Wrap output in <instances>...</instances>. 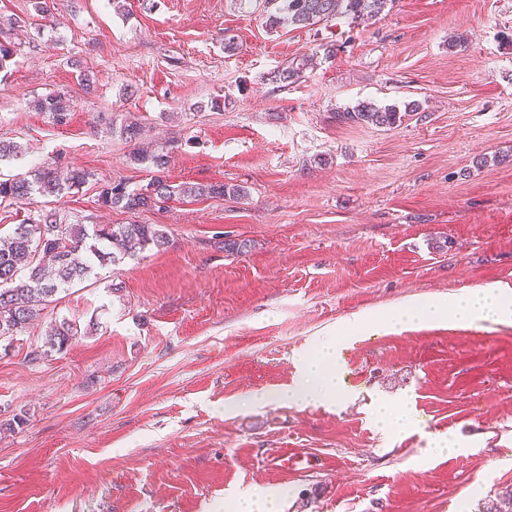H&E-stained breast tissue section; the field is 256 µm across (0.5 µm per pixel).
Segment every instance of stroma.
Wrapping results in <instances>:
<instances>
[{
	"label": "stroma",
	"mask_w": 512,
	"mask_h": 512,
	"mask_svg": "<svg viewBox=\"0 0 512 512\" xmlns=\"http://www.w3.org/2000/svg\"><path fill=\"white\" fill-rule=\"evenodd\" d=\"M31 11L0 0V17L32 18L0 31L14 51L0 140L21 147L0 172L56 161L90 177L0 205V233L46 209L157 224L170 243L101 268L0 348V425L25 417L0 428V512H224L248 490L280 494L283 512H484L512 487V323L353 326L512 287V0H390L307 28L272 23L266 0ZM296 63V81H276ZM56 91L71 103L62 124L38 107ZM361 102L419 109L393 128L338 122ZM128 118L170 148L168 181L245 197L100 207L103 183L152 176L112 130ZM64 317L93 333L34 358ZM343 331L351 398L248 403L293 387L300 356ZM382 400L409 403L414 427L382 433ZM448 433L467 454L429 459Z\"/></svg>",
	"instance_id": "35a3bbf8"
}]
</instances>
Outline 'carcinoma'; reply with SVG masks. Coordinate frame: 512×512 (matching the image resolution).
Returning <instances> with one entry per match:
<instances>
[{
	"mask_svg": "<svg viewBox=\"0 0 512 512\" xmlns=\"http://www.w3.org/2000/svg\"><path fill=\"white\" fill-rule=\"evenodd\" d=\"M388 0H268L275 7L272 22L308 27L345 16L373 18ZM42 110L62 124L71 108L69 98L61 93L41 101ZM345 124L367 123L394 127L401 124L403 113L394 107L359 104L337 113ZM131 160L147 164L160 172L168 163L166 148L134 152ZM83 170L43 165L25 173L0 176V204L11 205L35 193L56 196L78 189L88 180ZM246 191L236 185L172 184L157 175L136 190L123 183L108 182L101 187L98 204L126 212L160 207L172 200L189 197L241 198ZM169 243L167 232L157 224H65L57 213L43 210L26 222L14 225L11 233L0 236V340L20 333L40 317L44 306L55 296L82 283L94 265L114 266L133 259L147 247L163 249ZM80 326L69 319L50 325L43 343V355L60 352L79 335Z\"/></svg>",
	"mask_w": 512,
	"mask_h": 512,
	"instance_id": "carcinoma-1",
	"label": "carcinoma"
}]
</instances>
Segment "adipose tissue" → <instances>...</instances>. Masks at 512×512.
<instances>
[{
  "mask_svg": "<svg viewBox=\"0 0 512 512\" xmlns=\"http://www.w3.org/2000/svg\"><path fill=\"white\" fill-rule=\"evenodd\" d=\"M448 318L465 324L512 322V292L502 286L486 285L471 289L450 302L439 299L411 302L393 310L388 322L392 327L401 328ZM349 393L341 370L339 344L329 341L316 353L302 357L300 378L293 389L256 393L250 401L254 404L274 400L336 401Z\"/></svg>",
  "mask_w": 512,
  "mask_h": 512,
  "instance_id": "adipose-tissue-1",
  "label": "adipose tissue"
}]
</instances>
